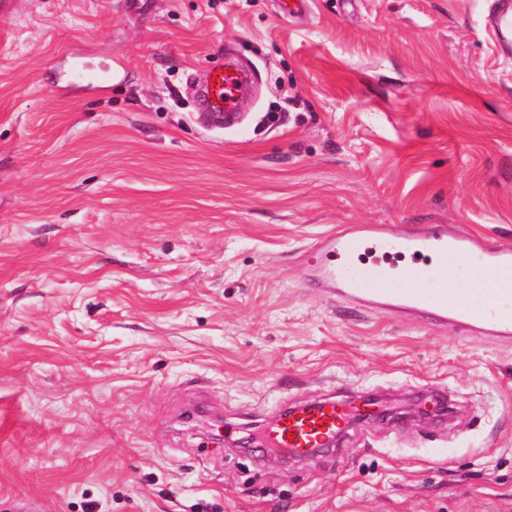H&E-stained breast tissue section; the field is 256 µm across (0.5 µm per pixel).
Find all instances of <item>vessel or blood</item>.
<instances>
[{
  "mask_svg": "<svg viewBox=\"0 0 512 512\" xmlns=\"http://www.w3.org/2000/svg\"><path fill=\"white\" fill-rule=\"evenodd\" d=\"M495 40L512 34V0H492L489 12ZM244 73L233 63L219 64L205 75L200 97L209 120H232L240 106ZM326 257L320 277L342 288L355 300H396L406 309L450 321L467 332L512 334V286L498 296L475 305L466 297H448L446 292H424L407 288L397 292L384 279L373 280L367 274L351 271L356 258L371 259L373 266L411 261L415 273L432 275L437 261L454 258L467 267L482 268L494 280L512 274V249L479 246L468 238L449 234L434 227L422 234L392 233L380 228L358 233H339L322 242ZM379 402L357 398L331 397L320 403L284 409L267 423L260 442L264 448H283L303 456L325 443L337 441L356 419L375 415Z\"/></svg>",
  "mask_w": 512,
  "mask_h": 512,
  "instance_id": "b4317fda",
  "label": "vessel or blood"
}]
</instances>
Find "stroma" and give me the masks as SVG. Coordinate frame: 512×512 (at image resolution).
I'll return each instance as SVG.
<instances>
[{
	"instance_id": "obj_1",
	"label": "stroma",
	"mask_w": 512,
	"mask_h": 512,
	"mask_svg": "<svg viewBox=\"0 0 512 512\" xmlns=\"http://www.w3.org/2000/svg\"><path fill=\"white\" fill-rule=\"evenodd\" d=\"M490 4L5 0L0 512H512V335L315 279L368 227L512 248ZM228 55L257 74L230 128L195 98ZM333 393L388 417L236 451Z\"/></svg>"
}]
</instances>
